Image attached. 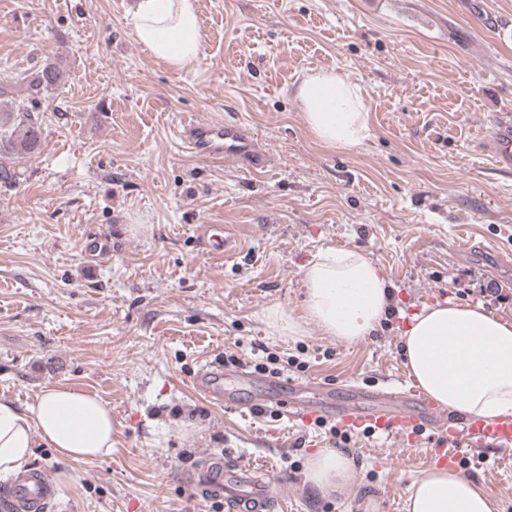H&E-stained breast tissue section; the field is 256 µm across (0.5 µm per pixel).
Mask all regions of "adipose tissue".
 <instances>
[{"label": "adipose tissue", "instance_id": "1", "mask_svg": "<svg viewBox=\"0 0 512 512\" xmlns=\"http://www.w3.org/2000/svg\"><path fill=\"white\" fill-rule=\"evenodd\" d=\"M136 41L152 56L180 67L202 48L197 0H139L132 17ZM294 95L312 137L346 149L370 136L359 85L327 70L310 72ZM303 318L280 309L267 318L276 331L291 336L305 324L355 342L379 326L391 300L384 270L358 251L326 248L303 270ZM409 373L434 401L460 415L512 416V324L478 305L436 304L416 313L403 339ZM72 460L112 454V413L100 399L64 388L46 389L36 402L17 409L0 400V474L17 472L36 443ZM353 463L343 453L322 449L307 463L305 480L323 492L345 494ZM497 506L476 483L450 468H433L409 488L407 512H496Z\"/></svg>", "mask_w": 512, "mask_h": 512}]
</instances>
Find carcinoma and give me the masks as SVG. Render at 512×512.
<instances>
[{
  "label": "carcinoma",
  "instance_id": "1",
  "mask_svg": "<svg viewBox=\"0 0 512 512\" xmlns=\"http://www.w3.org/2000/svg\"><path fill=\"white\" fill-rule=\"evenodd\" d=\"M63 81V71L46 62L25 74L9 108H0V192L18 187L23 175L21 162L40 154L46 122L41 95Z\"/></svg>",
  "mask_w": 512,
  "mask_h": 512
}]
</instances>
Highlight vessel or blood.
Returning a JSON list of instances; mask_svg holds the SVG:
<instances>
[{
  "label": "vessel or blood",
  "mask_w": 512,
  "mask_h": 512,
  "mask_svg": "<svg viewBox=\"0 0 512 512\" xmlns=\"http://www.w3.org/2000/svg\"><path fill=\"white\" fill-rule=\"evenodd\" d=\"M183 149L218 161L240 163L247 169H265L269 154L252 133L239 123L189 121L178 133ZM483 146L493 162L503 169L512 168V117H502L484 140ZM198 243L209 254L227 250L229 236L223 225L203 224ZM83 251L89 265L104 263L112 254V243L104 236L85 239ZM196 391L216 404L235 406V399L224 396V364L205 360L193 379ZM372 407L342 406L325 402L321 413L333 416L339 426L365 431L406 443L428 435L432 446L428 461L435 465L454 464L461 443L507 448L512 446V419H459L429 403L416 388L392 387L370 392ZM276 476L266 467L233 462L221 456L211 457L197 482L205 497L223 501L226 512H277L279 502L272 491ZM16 512H44L54 497V487L45 470L33 467L24 472L6 493Z\"/></svg>",
  "instance_id": "vessel-or-blood-1"
}]
</instances>
